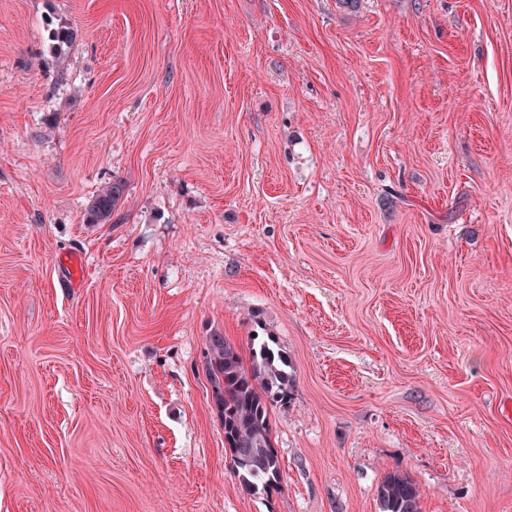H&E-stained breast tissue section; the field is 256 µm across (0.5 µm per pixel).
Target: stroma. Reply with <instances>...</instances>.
Wrapping results in <instances>:
<instances>
[{
  "mask_svg": "<svg viewBox=\"0 0 512 512\" xmlns=\"http://www.w3.org/2000/svg\"><path fill=\"white\" fill-rule=\"evenodd\" d=\"M214 335L291 363L267 500ZM395 470L512 512V0H0V512H379ZM120 183H109L93 195L85 212L90 224H106L112 217V211L122 196Z\"/></svg>",
  "mask_w": 512,
  "mask_h": 512,
  "instance_id": "obj_1",
  "label": "stroma"
}]
</instances>
